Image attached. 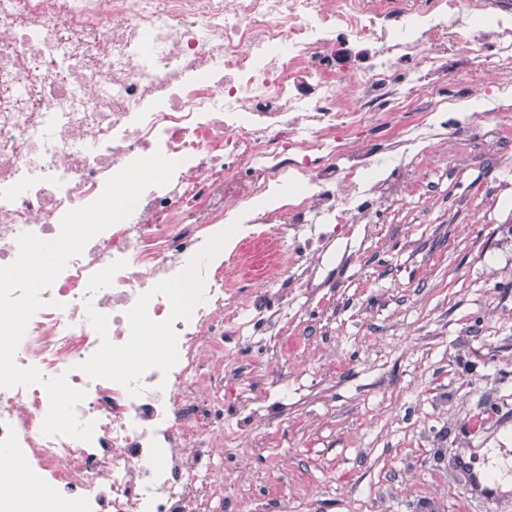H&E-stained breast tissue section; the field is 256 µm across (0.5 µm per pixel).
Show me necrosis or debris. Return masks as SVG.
Wrapping results in <instances>:
<instances>
[{"instance_id":"4bbe7bcc","label":"necrosis or debris","mask_w":512,"mask_h":512,"mask_svg":"<svg viewBox=\"0 0 512 512\" xmlns=\"http://www.w3.org/2000/svg\"><path fill=\"white\" fill-rule=\"evenodd\" d=\"M451 55L512 88V0H0V266L133 160L179 163L42 292L15 362L85 391L93 434L44 435L45 388H0V512H43L17 469L81 512H211L215 456L274 393L254 364L226 425L223 358L283 356L339 226L408 192L437 139L512 144L496 94L448 118Z\"/></svg>"}]
</instances>
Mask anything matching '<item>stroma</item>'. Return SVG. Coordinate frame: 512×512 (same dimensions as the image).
Returning a JSON list of instances; mask_svg holds the SVG:
<instances>
[{
	"instance_id": "obj_1",
	"label": "stroma",
	"mask_w": 512,
	"mask_h": 512,
	"mask_svg": "<svg viewBox=\"0 0 512 512\" xmlns=\"http://www.w3.org/2000/svg\"><path fill=\"white\" fill-rule=\"evenodd\" d=\"M423 181L337 240L354 258L327 259L329 288L297 291L288 403L224 451L240 512H485L476 470L487 449L512 458V163L474 133Z\"/></svg>"
}]
</instances>
